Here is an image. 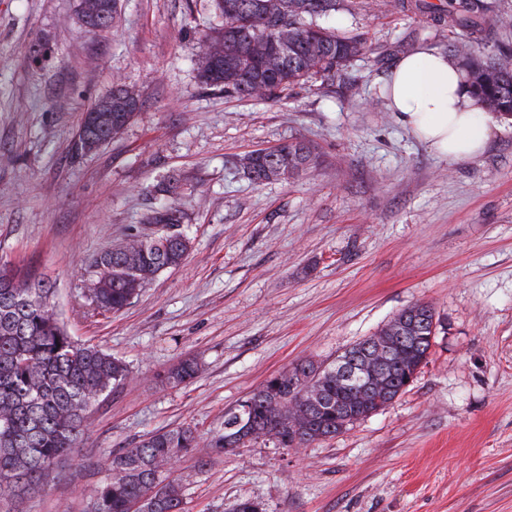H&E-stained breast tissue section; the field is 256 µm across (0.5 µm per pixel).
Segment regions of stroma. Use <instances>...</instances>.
Instances as JSON below:
<instances>
[{"label": "stroma", "instance_id": "35a3bbf8", "mask_svg": "<svg viewBox=\"0 0 512 512\" xmlns=\"http://www.w3.org/2000/svg\"><path fill=\"white\" fill-rule=\"evenodd\" d=\"M87 31L80 0H0V267L55 288L66 331L124 360L91 407L77 452L0 512H91L109 458L161 429L200 443L171 470L182 512H512V119L450 163L380 97L399 59L455 40L387 0H340L321 25L369 53L264 100L197 78L210 0H117ZM123 84L138 110L114 140L73 157L81 114ZM303 140L311 173L264 183L249 152ZM179 181L190 245L123 310L100 313L91 262L139 229L158 185ZM431 305L443 329L406 391L303 448L209 442L224 415L301 359L330 364L396 313ZM197 358L199 375L162 376Z\"/></svg>", "mask_w": 512, "mask_h": 512}]
</instances>
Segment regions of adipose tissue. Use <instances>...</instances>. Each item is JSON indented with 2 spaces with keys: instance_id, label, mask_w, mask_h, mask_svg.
<instances>
[{
  "instance_id": "obj_1",
  "label": "adipose tissue",
  "mask_w": 512,
  "mask_h": 512,
  "mask_svg": "<svg viewBox=\"0 0 512 512\" xmlns=\"http://www.w3.org/2000/svg\"><path fill=\"white\" fill-rule=\"evenodd\" d=\"M389 111L442 159L460 161L486 146L492 122L468 89L460 66L425 48L406 54L384 86Z\"/></svg>"
}]
</instances>
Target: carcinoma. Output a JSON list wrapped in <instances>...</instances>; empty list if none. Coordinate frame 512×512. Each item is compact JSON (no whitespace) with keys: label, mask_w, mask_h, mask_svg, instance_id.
<instances>
[{"label":"carcinoma","mask_w":512,"mask_h":512,"mask_svg":"<svg viewBox=\"0 0 512 512\" xmlns=\"http://www.w3.org/2000/svg\"><path fill=\"white\" fill-rule=\"evenodd\" d=\"M216 23L198 41L200 83L225 95L251 99L271 96L309 79L333 80L366 43L310 20L336 10V0H212ZM414 9L459 31L451 52L464 68L469 90L486 111L512 116V46L494 56L475 54L473 45L485 40L490 25L509 27L512 20L492 18L491 0H448L437 5L414 0ZM288 33L291 47L273 76L260 81L224 83V68L237 64L236 47L257 36L280 39ZM127 88L112 90V123L125 128L138 103L126 104ZM100 139L90 129H79L71 152H89L86 140ZM288 160L299 176L315 165L314 150L302 140L276 146L253 161L248 177L263 183L268 171ZM184 213L176 204H164L146 216L145 226L120 244L101 253L89 292L95 308L118 312L137 296L129 279L146 284L160 272L179 266L188 252ZM53 288L44 280L16 282L0 270V500L18 499L34 490L62 458L74 453L90 406L121 387L129 376L122 359L102 348L76 342L65 330L52 305ZM434 309L416 303L399 311L383 328L400 334L393 362L381 388L360 398L338 376L336 364L304 360L270 378L240 405L224 415V433L210 448H238L246 443L273 440L282 448H298L332 438L350 425L379 411L406 390V380L427 365L438 326ZM367 337L339 359L363 364L372 360ZM199 363L188 359L167 373L180 383L198 374ZM319 388L323 402L309 405V391ZM199 441L190 427H176L148 435L134 448L112 456V478L95 487L93 512H130L142 499V512H182V498L171 496L162 472L174 459L194 451Z\"/></svg>","instance_id":"cac0c4a2"}]
</instances>
